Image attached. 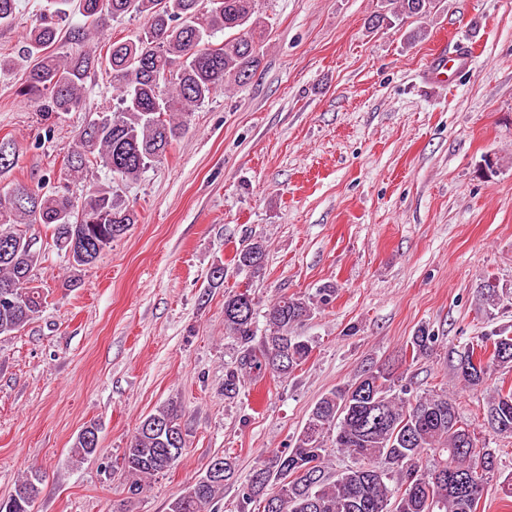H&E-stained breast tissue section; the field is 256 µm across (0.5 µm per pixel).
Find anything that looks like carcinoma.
<instances>
[{"label": "carcinoma", "mask_w": 512, "mask_h": 512, "mask_svg": "<svg viewBox=\"0 0 512 512\" xmlns=\"http://www.w3.org/2000/svg\"><path fill=\"white\" fill-rule=\"evenodd\" d=\"M262 0H46L37 22L26 31L19 56L26 69L22 96L35 101L45 120L81 108L85 80L102 67L118 107L100 111L81 127L64 156V179L84 182L90 164L111 174L112 183L94 184L76 199L46 185L16 183L0 187V335L24 328L42 311L45 299L31 286L42 252L28 228L44 224L54 248L73 267L94 263L112 242L121 239L138 215L119 193V184L135 181L163 160L188 130V117L219 90L244 86L256 73L265 28ZM370 22L393 27L408 18L431 16L436 0H379ZM74 7L85 22L61 35L60 23ZM17 0H0V27L16 22ZM126 15L147 20L133 39L112 42L106 55L93 43L109 21ZM219 32L224 41L213 42ZM0 174L19 161L16 142L0 139ZM265 240L252 238L236 250L235 269L260 276ZM336 288L316 295H282L265 312L258 330V301L251 289L224 297V335L241 351L237 365L224 371V397H235L245 376L267 373L290 376L310 357L308 339L290 328L328 305ZM509 293L484 282L477 289L481 310L490 312ZM437 336L417 330L406 344L417 359L434 350ZM454 378L465 388L486 384L493 372L512 368V325L473 337L451 352ZM385 367L363 371L355 382L338 386L316 401L293 445L260 460L242 487V503L257 502L262 512H476L485 485L493 477L497 457L490 448L462 451L461 420L448 390L412 394ZM488 424L496 434H512V387L498 389L488 402ZM173 404L144 417L128 448L116 461L128 494L134 498L157 475L182 457L186 440ZM351 460L331 474V457ZM96 449L77 435L72 456L81 462ZM222 471L192 483L194 493H181L168 512H208L233 477L235 462L216 456ZM41 481L34 470L16 483L26 496L0 501V512H32Z\"/></svg>", "instance_id": "carcinoma-1"}]
</instances>
